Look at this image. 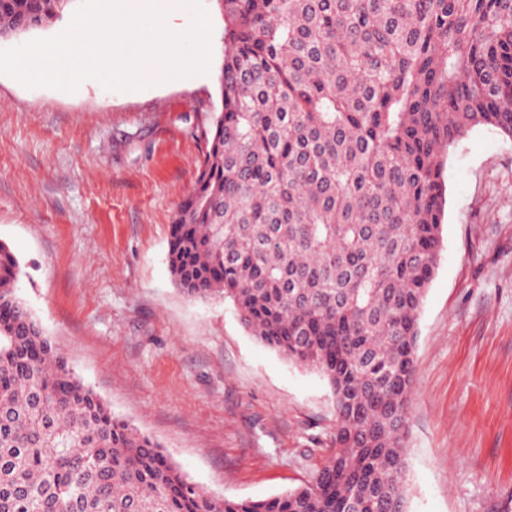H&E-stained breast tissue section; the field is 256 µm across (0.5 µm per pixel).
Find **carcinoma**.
Here are the masks:
<instances>
[{
	"label": "carcinoma",
	"instance_id": "1",
	"mask_svg": "<svg viewBox=\"0 0 512 512\" xmlns=\"http://www.w3.org/2000/svg\"><path fill=\"white\" fill-rule=\"evenodd\" d=\"M73 0H0V39ZM221 111L168 241L175 284L221 297L327 380L312 480L212 497L117 419L14 294L0 243V512L406 510L414 351L443 247L444 172L473 129L512 137V0H217Z\"/></svg>",
	"mask_w": 512,
	"mask_h": 512
}]
</instances>
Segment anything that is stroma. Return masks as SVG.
<instances>
[{"mask_svg": "<svg viewBox=\"0 0 512 512\" xmlns=\"http://www.w3.org/2000/svg\"><path fill=\"white\" fill-rule=\"evenodd\" d=\"M207 72L81 95L0 74V242L15 288L114 416L216 497L300 486L336 427L327 380L258 341L222 298H191L168 261L172 217L221 109L224 18ZM444 247L426 293L407 437V512L512 503V138L478 127L446 165Z\"/></svg>", "mask_w": 512, "mask_h": 512, "instance_id": "stroma-1", "label": "stroma"}]
</instances>
